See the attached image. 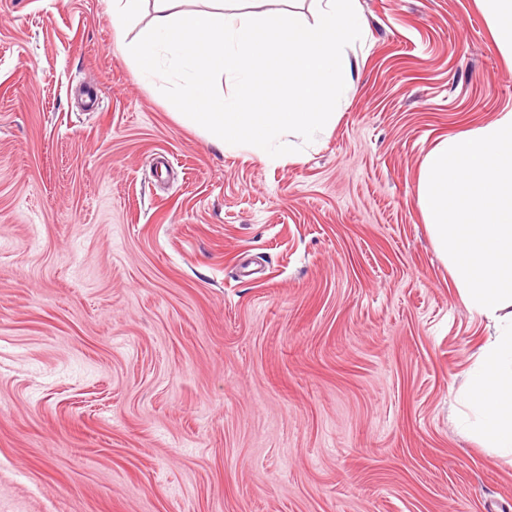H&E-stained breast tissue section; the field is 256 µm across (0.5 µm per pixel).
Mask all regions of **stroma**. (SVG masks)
I'll list each match as a JSON object with an SVG mask.
<instances>
[{"label":"stroma","mask_w":512,"mask_h":512,"mask_svg":"<svg viewBox=\"0 0 512 512\" xmlns=\"http://www.w3.org/2000/svg\"><path fill=\"white\" fill-rule=\"evenodd\" d=\"M357 9L336 127L272 162L177 122L106 0H0V512H512L416 201L512 69L476 0Z\"/></svg>","instance_id":"obj_1"}]
</instances>
